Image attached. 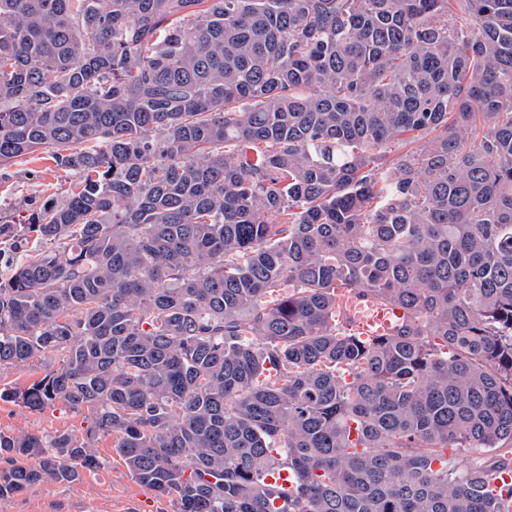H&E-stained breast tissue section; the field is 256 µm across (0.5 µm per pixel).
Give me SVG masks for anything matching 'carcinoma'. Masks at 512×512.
Wrapping results in <instances>:
<instances>
[{"instance_id": "cac0c4a2", "label": "carcinoma", "mask_w": 512, "mask_h": 512, "mask_svg": "<svg viewBox=\"0 0 512 512\" xmlns=\"http://www.w3.org/2000/svg\"><path fill=\"white\" fill-rule=\"evenodd\" d=\"M43 151L0 369L59 366L0 400L94 423L0 432V498L112 435L173 512H512V0H0V169ZM360 312L354 320V330L363 338L381 336L390 333L401 322L402 311L396 308L369 302L367 307L360 305Z\"/></svg>"}]
</instances>
